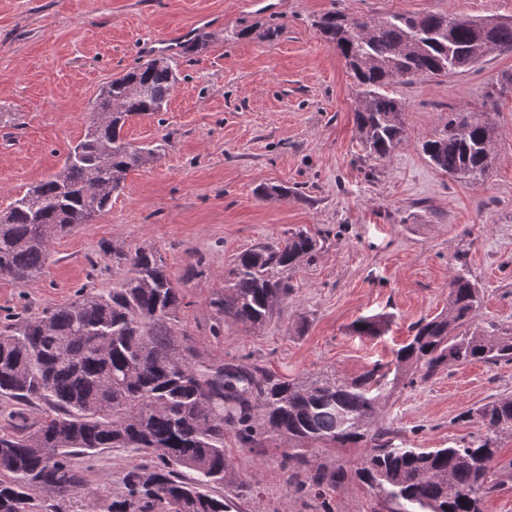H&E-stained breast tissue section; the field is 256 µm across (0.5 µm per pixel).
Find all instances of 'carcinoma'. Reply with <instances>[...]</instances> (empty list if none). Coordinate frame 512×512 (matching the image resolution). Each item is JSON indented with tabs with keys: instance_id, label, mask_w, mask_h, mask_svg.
Returning <instances> with one entry per match:
<instances>
[{
	"instance_id": "obj_1",
	"label": "carcinoma",
	"mask_w": 512,
	"mask_h": 512,
	"mask_svg": "<svg viewBox=\"0 0 512 512\" xmlns=\"http://www.w3.org/2000/svg\"><path fill=\"white\" fill-rule=\"evenodd\" d=\"M317 27L336 47L354 79V121L367 156L382 160L406 139L402 101L389 92L398 82L468 71L493 54L512 50V21L462 13H392L367 19L329 10ZM178 64L157 55L112 80V98H97L98 128L67 148L60 169L18 195L0 221V278L25 285L51 259L50 243L112 206V193L129 171L148 164L155 149L123 137L136 116L163 111ZM496 126L474 112L451 111L448 122L422 143L441 172L477 181L493 165ZM322 249L297 229L273 244L240 253L224 276V317L260 327L288 300L289 273ZM126 267L112 287L77 292L65 305L16 319L0 328V397L14 406L0 426V512H37L34 493H69L86 483L71 457L106 448L156 454L134 464L109 512H231L214 488L249 484L237 477L224 451V430L240 447L256 448L263 436L288 442V485L308 490L327 508L328 491L354 475L400 512H482L492 489L499 440L512 436V398L475 410L479 433L448 448H397L386 426L347 430L340 416L370 421L378 396L374 373L336 383L298 385L256 364L205 365L195 349L176 339L172 321L183 295L161 257L147 248L129 256L112 250ZM480 289L459 270L448 282V311L411 326L397 350L393 381L421 380L443 368L473 362H512V332L478 324ZM382 316L357 320L359 336H379ZM47 414L29 423L26 408ZM365 442L354 472L309 466V448ZM189 471L191 476L184 475Z\"/></svg>"
}]
</instances>
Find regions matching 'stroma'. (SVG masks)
I'll use <instances>...</instances> for the list:
<instances>
[{"label": "stroma", "mask_w": 512, "mask_h": 512, "mask_svg": "<svg viewBox=\"0 0 512 512\" xmlns=\"http://www.w3.org/2000/svg\"><path fill=\"white\" fill-rule=\"evenodd\" d=\"M510 15L512 0H0V211L54 173L80 140L101 88L142 57L141 41L178 35V81L162 112L134 118L128 141L159 145L158 158L128 173L112 206L51 244L42 276L0 279V325L111 287L123 267L110 248L157 250L182 287L173 328L202 361L256 363L291 383L352 381L387 364L413 323L444 312L448 281L465 263L482 290L479 324L512 330V93L486 94L512 74V50L447 77L396 83L407 138L386 160L366 158L354 126L353 80L316 27L326 11ZM277 37H266L267 28ZM248 37H239V30ZM203 33L206 48L184 51ZM489 113L495 162L466 184L437 170L420 149L450 109ZM288 185L264 199L263 184ZM324 241L315 262L292 273L294 291L264 329L225 319L215 305L236 256L288 231ZM387 315L384 335L359 336L362 317ZM512 396V363L446 368L427 381L400 380L379 394L374 421L407 448H441L478 433L470 410ZM224 447L254 495L241 512H322L295 493L281 469L285 443ZM152 455L126 448L94 454L85 486L38 495L39 512H107L121 478ZM483 512H512V437L502 438ZM334 512H389L357 478L329 496Z\"/></svg>", "instance_id": "35a3bbf8"}]
</instances>
